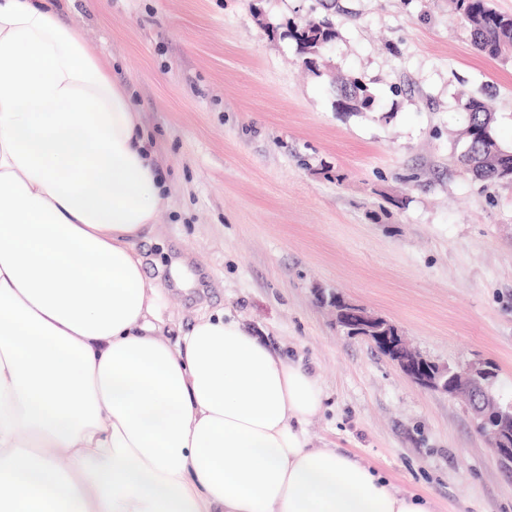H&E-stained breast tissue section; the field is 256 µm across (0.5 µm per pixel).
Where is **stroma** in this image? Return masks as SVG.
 Returning a JSON list of instances; mask_svg holds the SVG:
<instances>
[{
    "instance_id": "obj_1",
    "label": "stroma",
    "mask_w": 512,
    "mask_h": 512,
    "mask_svg": "<svg viewBox=\"0 0 512 512\" xmlns=\"http://www.w3.org/2000/svg\"><path fill=\"white\" fill-rule=\"evenodd\" d=\"M65 21L162 142L165 203L147 255L174 327L224 310L314 372L316 444L364 458L436 512H512L505 472L461 399L406 378L337 328L323 296L391 322L425 358L497 367L512 401V184L458 162L464 104L489 101L512 150V57L473 45L452 0H72ZM328 20L341 112L290 23ZM338 99L346 89L352 91L355 95L353 106L346 112H362L372 107L374 98L370 89L357 77L342 78L336 82ZM337 99V100H338Z\"/></svg>"
}]
</instances>
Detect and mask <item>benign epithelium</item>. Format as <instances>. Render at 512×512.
<instances>
[{
  "label": "benign epithelium",
  "instance_id": "benign-epithelium-1",
  "mask_svg": "<svg viewBox=\"0 0 512 512\" xmlns=\"http://www.w3.org/2000/svg\"><path fill=\"white\" fill-rule=\"evenodd\" d=\"M329 305L337 326L373 342L385 341L384 353L411 381L466 399L497 461L506 467L512 466V407L500 403L492 393L494 370L487 363L471 362L459 369L439 365L410 349L385 318L369 313L338 293L330 297Z\"/></svg>",
  "mask_w": 512,
  "mask_h": 512
}]
</instances>
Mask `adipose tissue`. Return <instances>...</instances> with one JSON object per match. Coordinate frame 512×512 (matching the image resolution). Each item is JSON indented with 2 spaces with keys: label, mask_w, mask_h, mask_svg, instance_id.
<instances>
[{
  "label": "adipose tissue",
  "mask_w": 512,
  "mask_h": 512,
  "mask_svg": "<svg viewBox=\"0 0 512 512\" xmlns=\"http://www.w3.org/2000/svg\"><path fill=\"white\" fill-rule=\"evenodd\" d=\"M157 157L57 0H0V512H434L315 445L320 381L240 321L169 337Z\"/></svg>",
  "instance_id": "obj_1"
}]
</instances>
